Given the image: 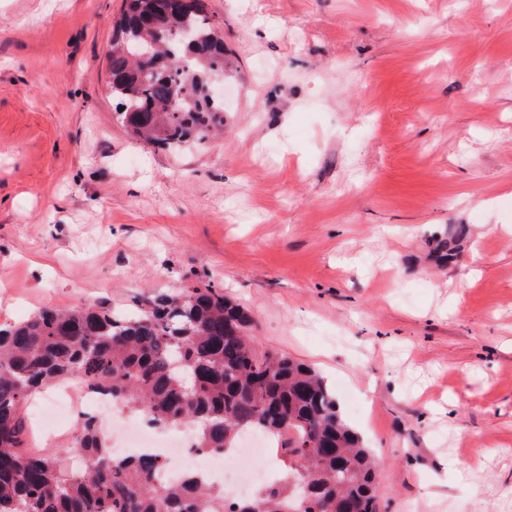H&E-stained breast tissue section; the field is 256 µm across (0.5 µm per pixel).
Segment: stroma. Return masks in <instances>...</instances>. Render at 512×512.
I'll list each match as a JSON object with an SVG mask.
<instances>
[{
	"label": "stroma",
	"instance_id": "1",
	"mask_svg": "<svg viewBox=\"0 0 512 512\" xmlns=\"http://www.w3.org/2000/svg\"><path fill=\"white\" fill-rule=\"evenodd\" d=\"M224 132L116 119L122 0H0V322L210 282L317 371L380 512H512V0H207Z\"/></svg>",
	"mask_w": 512,
	"mask_h": 512
}]
</instances>
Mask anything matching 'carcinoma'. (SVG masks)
<instances>
[{"label":"carcinoma","mask_w":512,"mask_h":512,"mask_svg":"<svg viewBox=\"0 0 512 512\" xmlns=\"http://www.w3.org/2000/svg\"><path fill=\"white\" fill-rule=\"evenodd\" d=\"M124 4L112 39L116 119L141 141L179 150L224 123L223 104L206 92L229 62L206 6L181 0ZM192 30L162 39L156 72L144 76L129 40L155 38L143 19L157 8ZM254 318L210 283L155 297L116 313L105 306L44 307L19 323H0V512H379L376 463L340 411L336 394L310 366L259 352ZM77 380L105 392L121 410L157 427L192 429L201 454H225L243 434L277 439L286 476L246 501L199 476H161L153 454L116 458L94 418L78 424L82 465L31 449L26 407L42 389Z\"/></svg>","instance_id":"carcinoma-1"}]
</instances>
